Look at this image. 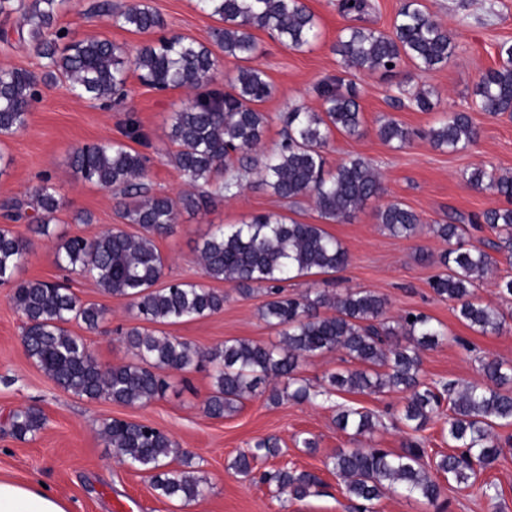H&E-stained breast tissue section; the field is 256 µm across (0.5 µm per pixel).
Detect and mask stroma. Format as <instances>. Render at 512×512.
<instances>
[{
	"label": "stroma",
	"mask_w": 512,
	"mask_h": 512,
	"mask_svg": "<svg viewBox=\"0 0 512 512\" xmlns=\"http://www.w3.org/2000/svg\"><path fill=\"white\" fill-rule=\"evenodd\" d=\"M95 0H69L59 17L60 26L76 38H104L123 45L128 53L156 41V34L131 32L91 12ZM165 20V35H180L210 44L214 19L199 11L195 0H142ZM318 22V38L301 51L286 48L269 31L255 30L261 52L253 59L276 88L259 104L266 116L265 134L253 158L276 151L284 137L283 112L295 104L318 112L322 101L317 84L326 77L349 75L358 94L364 133L349 137L331 132L325 147L329 166L351 157L367 161L378 173L382 195L370 201L349 220L323 219L310 196L291 204L266 189L258 170H251L242 188L225 194L196 213H181L173 234L156 238L155 245L167 260L165 281L205 283L197 260V248L216 226H230L257 214L284 216L305 224H319L347 250L346 267L333 274H309L286 285L290 294L329 289L341 293L362 289L387 300L386 315L396 319L408 310L424 313L447 331L449 338L437 347L423 350L425 381H480L479 361L496 358L512 364V325L501 334L484 336L463 323L455 302L438 298L429 282L439 273L437 257L449 244L437 237L432 225L444 222L448 212L464 215L505 206L493 191L473 188L469 171L487 168L512 175V116L483 112L473 95L482 73L497 67L498 45L512 41V0H424L430 13L452 32L458 46L448 65L421 72L405 62L390 74L345 73L333 47L341 31L352 26L338 0H303ZM17 18L0 19V68L41 72L43 59L19 41ZM433 91L434 108L422 112L395 102L400 89ZM192 92L160 91L130 76L127 94L112 107L74 95L66 82L41 86L40 98L31 110L25 130L0 134V152L12 164L0 177V204L10 199L33 202L43 177H50L61 197L54 238L33 236V249L16 272L19 280H42L67 285L82 300L105 309V320L95 332L69 323L72 335L83 337L90 353L104 367L132 361L120 339L121 331L140 326L129 299L104 294L92 277L61 269L55 262L58 237L80 235L93 238L117 227L138 233L128 223L113 191L76 177L69 166L74 147L106 139L124 141L128 116H135L146 134L144 148L149 158L145 181L151 191L178 198L189 184L172 160L168 139L170 117L190 103ZM468 112L479 132L467 149L451 153L435 148L426 131L443 114ZM391 117L413 130L404 145L388 144L378 135L382 118ZM390 202L409 206L420 217L416 234L397 238L378 224L375 211ZM226 301L222 311L209 316L165 326L167 335L180 337L208 350L229 339L261 344L279 340L277 329L262 319L263 293L241 295L227 283H217ZM10 289L0 286V477L45 484L63 499L69 512H351L342 482L327 463L339 448H385L401 452L407 441L420 436L429 457L448 453V438L442 418H434L421 433L399 422L406 403L401 392H339L331 400L270 403L266 396L243 400L224 418L208 417L203 403L213 389L209 369L168 371L165 394L145 405H121L106 399H88L63 391L29 358L22 343L25 318L10 302ZM38 408L46 418L45 428L35 437L19 440L9 432L10 412L21 407ZM354 407L372 412L378 424L371 435L355 437L335 422L339 408ZM114 418L148 423L168 432L178 444L172 467L204 477L209 489L203 498L185 503L157 495L146 473L120 462L113 448L100 435L104 422ZM505 446L497 464L482 472L479 482L495 483L496 500L479 497L476 488L445 486V512H512V425L498 428ZM275 437L281 453L276 464H289L315 473L322 485L317 494L302 501L275 496L267 486L253 483L230 467L235 455L258 439ZM315 438L316 451H308L302 438Z\"/></svg>",
	"instance_id": "obj_1"
}]
</instances>
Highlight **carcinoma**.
I'll return each instance as SVG.
<instances>
[{
  "label": "carcinoma",
  "instance_id": "1",
  "mask_svg": "<svg viewBox=\"0 0 512 512\" xmlns=\"http://www.w3.org/2000/svg\"><path fill=\"white\" fill-rule=\"evenodd\" d=\"M67 3L0 0V15L19 14V39L47 60V71L40 77L27 70L0 69V133L28 126L41 82L63 80L78 97L105 103L125 96L132 73L155 89L195 90V99L172 114L168 137L177 146V168L199 192L185 193L177 202L150 194L144 183L148 158L123 143L107 140L76 147L69 155L74 173L85 182L119 191L125 216L139 226L140 233L112 229L91 239L70 237L58 245L55 261L67 271L92 275L104 293L128 298L137 315L150 323L171 325L219 312L224 309L225 296L214 288L178 281L157 287L165 276V259L154 239L174 232L180 212L195 213L241 186L248 166L235 162L234 156L254 150L261 142L266 118L257 105L275 93L264 72L247 65L260 52L252 30H267L286 47L302 51L317 38V21L302 0H197L203 14L221 23L212 31L211 45L163 36L131 57L108 39L76 40L58 28L59 14ZM339 8L360 19L369 3L340 0ZM92 10L134 32L165 27L161 15L139 0L114 14L107 3H98ZM456 48L452 33L420 0H404L391 31L347 27L335 51L348 70L388 74L405 61L421 71L444 67ZM498 56L499 66L482 74L473 90L482 110L493 116L512 109V43L502 42ZM223 57L240 62L228 91L214 82ZM389 63L393 67H387ZM317 94L323 101L322 111L294 105L282 113L284 140L276 152L261 159L260 174L277 198L293 201L310 195L323 218L345 221L379 197L382 185L370 164L359 157L327 168L324 148L331 131L349 137L362 135L355 87H343L339 77L327 78L318 84ZM378 134L387 143L402 145L414 132L388 119L380 124ZM424 136L439 148L458 152L477 140L478 130L467 113L450 112ZM467 182L476 189L493 190L510 206L467 217L450 212L448 223L433 225L436 236L446 242L454 240L456 246L440 255L439 264L445 271L434 276L430 287L437 297L459 304V318L470 328L483 335H499L506 326L504 313L476 301L473 292L494 258L481 247H465L461 239L465 224L475 230L488 224L496 230L498 241L487 247L512 253V176L475 168L467 174ZM60 207L56 187L44 178L35 195L33 231L51 235ZM375 217L391 235L401 238L413 236L420 223L418 214L401 203L377 209ZM32 246L28 237L0 228V284L14 280ZM198 252L205 277L229 283L245 296L265 292L268 300L261 316L280 328L279 344L231 339L202 353L177 336L132 328L124 332L123 342L134 361L102 368L84 338L68 335L65 325L76 321L96 331L104 321V309L82 301L62 284L24 280L15 284L11 302L26 318L22 342L28 356L67 392L127 405H144L163 394L167 384L155 370L186 371L206 359L214 373L204 411L212 418L224 417L240 398L254 394L262 385L269 387L268 400L274 404L285 397L297 402L329 398L338 391H401L409 396L398 421L418 432L440 415L443 400H448L446 424L452 453L427 461L426 449L416 443L399 454L385 448L336 449L330 461L332 472L344 483L357 512H371V504L398 490L435 506L443 495L438 476L446 475L458 487L470 488L478 472L498 461L501 449L494 429L512 425L511 366L484 358L480 360V383H426L421 352L447 339L430 316L407 311L392 325L385 317L386 300L368 291L337 296L324 289L284 294L280 283L285 280L313 271L333 273L347 265L346 249L320 225L256 215L231 228H217ZM322 307L332 314H319ZM333 351L344 352L355 367L329 374L318 386L297 376L303 358ZM336 424L343 431L353 430L356 437L372 433L376 421L368 411L343 408ZM9 425L14 436L24 439L39 433L46 418L33 407H24L9 415ZM101 434L122 462L150 474L158 495L186 503L204 496L202 479L170 467L168 458L176 444L168 433L113 419L103 424ZM279 455L278 440L263 438L239 452L230 468L294 500L312 495L321 481L311 472L286 464L257 471L259 460Z\"/></svg>",
  "mask_w": 512,
  "mask_h": 512
}]
</instances>
